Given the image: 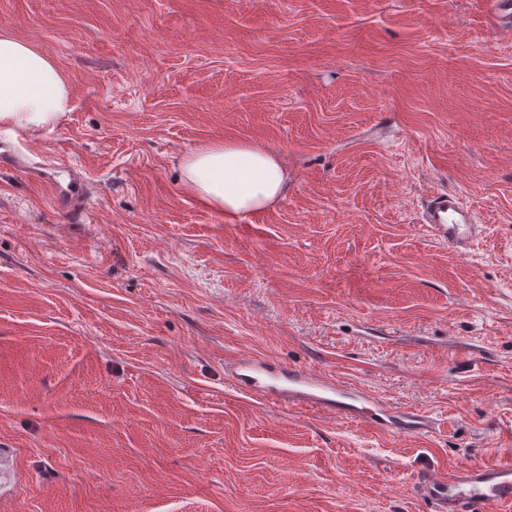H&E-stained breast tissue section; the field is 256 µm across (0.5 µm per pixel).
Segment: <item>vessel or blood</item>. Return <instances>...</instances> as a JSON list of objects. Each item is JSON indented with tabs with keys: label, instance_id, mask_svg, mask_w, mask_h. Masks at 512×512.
Returning <instances> with one entry per match:
<instances>
[{
	"label": "vessel or blood",
	"instance_id": "obj_1",
	"mask_svg": "<svg viewBox=\"0 0 512 512\" xmlns=\"http://www.w3.org/2000/svg\"><path fill=\"white\" fill-rule=\"evenodd\" d=\"M489 18L496 34L512 36V0H489ZM425 230L457 254H466L482 233L473 212L456 193L439 191L420 216ZM224 376L250 395L285 407L331 411L373 424L383 431L422 433L433 429L422 412L382 405L372 394L350 389L335 378L307 369L285 366L256 355L224 362ZM417 491L432 512H488L500 505L512 512V457L491 464L449 469L447 476L423 473Z\"/></svg>",
	"mask_w": 512,
	"mask_h": 512
}]
</instances>
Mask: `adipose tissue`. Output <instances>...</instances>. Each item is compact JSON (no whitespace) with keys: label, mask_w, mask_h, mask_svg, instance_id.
I'll return each mask as SVG.
<instances>
[{"label":"adipose tissue","mask_w":512,"mask_h":512,"mask_svg":"<svg viewBox=\"0 0 512 512\" xmlns=\"http://www.w3.org/2000/svg\"><path fill=\"white\" fill-rule=\"evenodd\" d=\"M71 109L58 65L31 44L0 30V125L32 132ZM183 186L224 215L262 212L283 198L288 173L277 154L244 142L203 146L181 161Z\"/></svg>","instance_id":"ef3b65f1"}]
</instances>
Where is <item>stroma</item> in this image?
Returning <instances> with one entry per match:
<instances>
[{
    "mask_svg": "<svg viewBox=\"0 0 512 512\" xmlns=\"http://www.w3.org/2000/svg\"><path fill=\"white\" fill-rule=\"evenodd\" d=\"M70 112L0 127V512H429L425 471L512 452V37L486 0H0ZM276 152L241 227L189 151ZM80 167L87 216L67 215ZM457 193L482 237L419 222ZM242 353L435 433L269 404ZM420 224L437 241L448 244L457 254H466L482 233L474 213L460 202L456 193L438 191L429 199Z\"/></svg>",
    "mask_w": 512,
    "mask_h": 512,
    "instance_id": "stroma-1",
    "label": "stroma"
}]
</instances>
